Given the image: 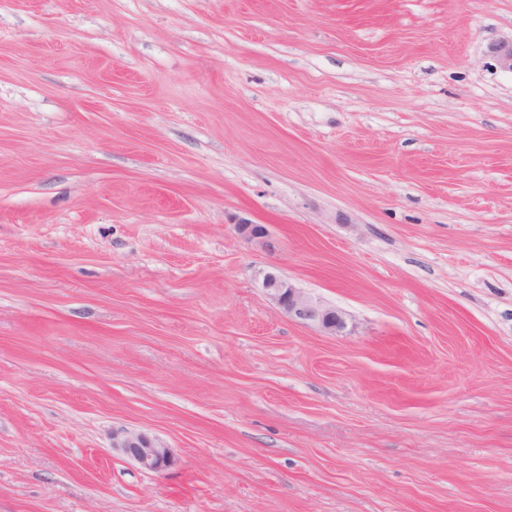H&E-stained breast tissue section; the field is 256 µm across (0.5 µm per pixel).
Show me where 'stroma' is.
Instances as JSON below:
<instances>
[{"instance_id":"35a3bbf8","label":"stroma","mask_w":512,"mask_h":512,"mask_svg":"<svg viewBox=\"0 0 512 512\" xmlns=\"http://www.w3.org/2000/svg\"><path fill=\"white\" fill-rule=\"evenodd\" d=\"M510 39L512 0H0V512H512ZM260 275L265 296L288 316L329 334L345 328L340 310L296 288L275 268L263 270ZM112 449L135 461L143 470L159 472L172 460L171 449L139 431L121 430L112 437Z\"/></svg>"}]
</instances>
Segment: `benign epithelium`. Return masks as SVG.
I'll return each mask as SVG.
<instances>
[{
	"label": "benign epithelium",
	"mask_w": 512,
	"mask_h": 512,
	"mask_svg": "<svg viewBox=\"0 0 512 512\" xmlns=\"http://www.w3.org/2000/svg\"><path fill=\"white\" fill-rule=\"evenodd\" d=\"M499 67L512 73V40L489 48ZM265 296L293 319L333 334L345 328L343 313L295 287L274 268L261 272ZM112 449L135 461L142 469L159 472L172 460L171 449L158 439L139 431L122 430L112 437Z\"/></svg>",
	"instance_id": "benign-epithelium-1"
}]
</instances>
